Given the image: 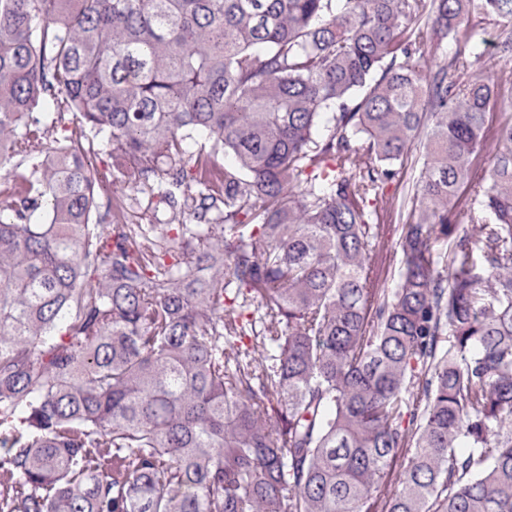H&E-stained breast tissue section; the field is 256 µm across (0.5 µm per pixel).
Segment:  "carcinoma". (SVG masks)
Returning a JSON list of instances; mask_svg holds the SVG:
<instances>
[{
	"instance_id": "obj_1",
	"label": "carcinoma",
	"mask_w": 512,
	"mask_h": 512,
	"mask_svg": "<svg viewBox=\"0 0 512 512\" xmlns=\"http://www.w3.org/2000/svg\"><path fill=\"white\" fill-rule=\"evenodd\" d=\"M477 19L512 59V0H0V512H512ZM394 222V218L392 221V224L388 223L389 226L387 228V239L389 243V249L387 253H384L382 263H381V279H383V282L385 283V286L390 287L393 283V274L394 271L398 268L399 262H400V253L396 252L395 248V241H396V231L395 226L399 223H397V220Z\"/></svg>"
}]
</instances>
